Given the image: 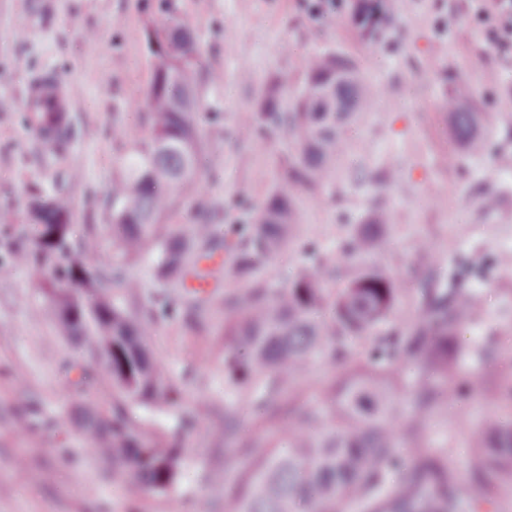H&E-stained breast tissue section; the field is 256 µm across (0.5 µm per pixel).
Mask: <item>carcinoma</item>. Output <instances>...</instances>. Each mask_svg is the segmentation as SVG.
<instances>
[{
	"label": "carcinoma",
	"instance_id": "carcinoma-1",
	"mask_svg": "<svg viewBox=\"0 0 512 512\" xmlns=\"http://www.w3.org/2000/svg\"><path fill=\"white\" fill-rule=\"evenodd\" d=\"M163 15L145 38L154 59L147 91L150 136L136 140L112 179L109 223L112 254L95 260L99 225L73 224L72 198L32 189L18 237L0 239V267L29 264L44 275L46 313L66 337L81 340L84 357L66 358V386L85 396L106 381L107 398L79 403L78 429L87 451L112 464V477L128 478L148 493L168 494L181 471L183 436L190 424L162 429L148 416L178 405V391L150 347L169 302L179 304L182 323L208 332L201 312L213 297L187 291V277L201 275L202 259L223 254L224 268L247 283L224 292V382L253 409L254 423L275 429L269 451L240 436L234 405L224 403V445L239 446L249 466L240 483L247 492L224 498V512H488L500 491L512 487V418L486 420L475 433L470 485L448 469V449L420 444L426 419L450 397L449 384L477 376L485 348H466L459 329L482 306L478 294L458 286L454 261L448 278L430 268L410 289L370 258L383 247L389 213L374 210L345 239L358 271L333 295L319 268L302 267L274 289L265 275L271 258L291 243L298 223L297 196L320 197L350 149L349 132L366 122L380 90L367 83L357 59L315 53L305 62L302 87L276 76L257 92L253 109L239 118L240 136L276 135L287 159L249 224H229L224 235L199 219L186 233L163 220L178 194L195 190L203 177L204 139L197 39L181 18L176 0L151 4ZM396 0H358L351 23L361 40L383 38L382 24ZM440 108L457 147L470 155L488 146L481 113L469 84L457 79L444 90ZM44 143L61 151L73 127L66 112H39ZM152 256L158 295H148L127 266ZM418 298L413 317L392 327L397 304ZM320 357L338 374L324 387V408L296 411L281 394ZM416 367L406 385L402 432L413 444L411 464L397 452L392 426L393 394L400 370ZM481 492H473V486Z\"/></svg>",
	"mask_w": 512,
	"mask_h": 512
}]
</instances>
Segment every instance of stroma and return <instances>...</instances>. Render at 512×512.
Instances as JSON below:
<instances>
[{"instance_id":"stroma-1","label":"stroma","mask_w":512,"mask_h":512,"mask_svg":"<svg viewBox=\"0 0 512 512\" xmlns=\"http://www.w3.org/2000/svg\"><path fill=\"white\" fill-rule=\"evenodd\" d=\"M203 58L201 81L207 136L203 191L215 207L214 223L242 224L265 198L270 140L252 142L237 131V113L251 109L258 85L288 74L302 86L307 55L342 53L360 59L367 78L380 85L372 122L361 129L358 166L308 202L300 235L275 259V285L302 264L334 257L335 288L356 271L343 251L348 230L375 205L392 208L395 227L378 264L415 286L429 267L456 261L463 287L483 298L481 312L460 328L463 345H487L491 357L475 389L449 398L429 421L427 447L449 446L448 465L460 481L470 478L471 435L497 411L499 381L512 374V272L500 265L512 253V68L499 67L480 26L462 0H405L386 39L362 42L346 12L310 15L303 0H178ZM147 0H0V219L25 222L33 186L61 188L73 199L74 221L98 225L99 259L111 253L106 189L130 142L144 139L142 121L153 61L145 27ZM467 29L455 36L444 18ZM219 81H212V73ZM57 76L73 100L74 139L68 150L45 147L22 110V92L33 76ZM466 81L490 132L486 153L471 157L449 139L439 102L445 79ZM385 168L393 184L378 193L368 179ZM494 199L493 208L485 200ZM40 272L18 266L0 274V512H224V415L217 402L224 385V313L212 302L205 336L176 314L160 319L152 348L178 383L181 413L158 416L173 427L180 414L193 421L184 436V465L169 495L143 492L113 480L112 467L93 461L68 419L75 401L58 374L64 356L79 348L44 313ZM33 411L18 430L19 411Z\"/></svg>"}]
</instances>
